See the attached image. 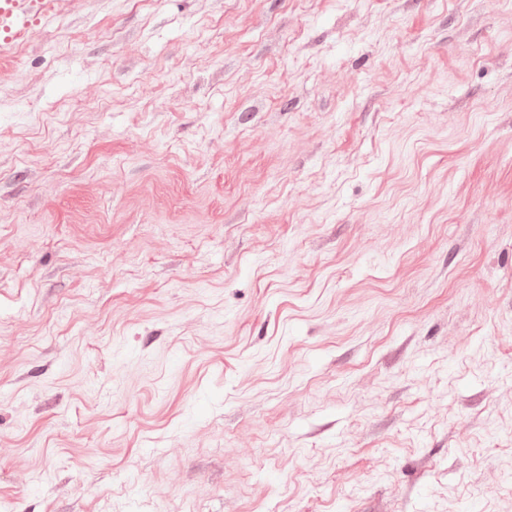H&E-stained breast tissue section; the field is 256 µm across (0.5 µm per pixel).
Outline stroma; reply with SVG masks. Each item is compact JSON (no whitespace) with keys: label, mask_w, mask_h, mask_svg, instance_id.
I'll return each instance as SVG.
<instances>
[{"label":"stroma","mask_w":512,"mask_h":512,"mask_svg":"<svg viewBox=\"0 0 512 512\" xmlns=\"http://www.w3.org/2000/svg\"><path fill=\"white\" fill-rule=\"evenodd\" d=\"M0 512H512V0L0 56Z\"/></svg>","instance_id":"1"}]
</instances>
